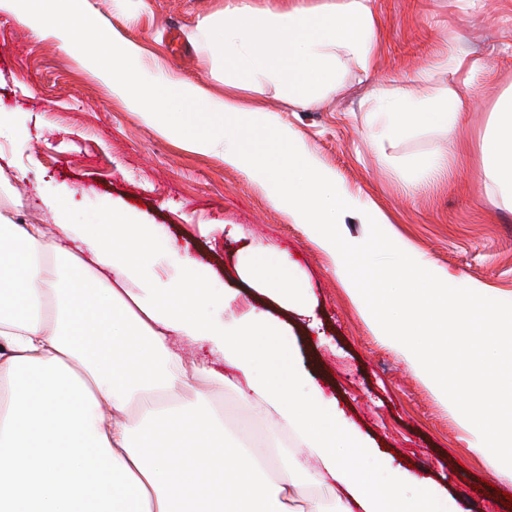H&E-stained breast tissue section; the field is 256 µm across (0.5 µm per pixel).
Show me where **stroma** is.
Wrapping results in <instances>:
<instances>
[{
  "label": "stroma",
  "mask_w": 512,
  "mask_h": 512,
  "mask_svg": "<svg viewBox=\"0 0 512 512\" xmlns=\"http://www.w3.org/2000/svg\"><path fill=\"white\" fill-rule=\"evenodd\" d=\"M89 2L105 28L137 40L169 71L223 94L221 57L195 27L225 0ZM374 9L381 41L370 72L347 62L341 90L316 108L292 109L272 84L249 97L297 132L350 192L386 213L421 263L447 271L458 284L511 298L512 200L485 175L480 147L495 103L512 88V0H488L481 10L468 0H374ZM450 50L485 57L489 73L477 82L460 133L465 151L449 158V175L413 187L406 181L411 166L445 147L448 136L411 126L373 144L374 94L383 85L403 86L419 97L447 88V71L434 63ZM0 116L7 121L0 153L18 163L7 173L10 187L0 192V208L19 221L45 225L51 235L56 219L44 205L48 199L62 201L72 224H104L113 210L123 209L133 222L157 225L179 255L203 264L214 287L238 284L243 300L288 321L306 368L374 446L404 459L412 473L428 474L458 512H512L502 502L512 484L495 478L430 386L381 344L329 255L242 172L225 165L222 154L193 152L160 135L73 53L4 14ZM227 224L240 227L242 241L225 239ZM252 241L287 253L293 283L309 292L317 329L239 283L237 252Z\"/></svg>",
  "instance_id": "35a3bbf8"
}]
</instances>
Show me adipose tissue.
<instances>
[{"instance_id": "ef3b65f1", "label": "adipose tissue", "mask_w": 512, "mask_h": 512, "mask_svg": "<svg viewBox=\"0 0 512 512\" xmlns=\"http://www.w3.org/2000/svg\"><path fill=\"white\" fill-rule=\"evenodd\" d=\"M45 3L0 0V14L67 50L96 24L83 5L44 23ZM198 29L223 56V95L148 63L118 31L75 58L158 133L222 153L302 225L383 344L450 401L469 448L512 483V301L474 284L449 288L447 272L419 265L397 240L386 263L373 262L371 238L336 227L357 211L368 224L388 216L351 195L295 132L242 96L272 82L286 103L306 108L339 90L343 59L370 71L380 41L373 0L321 11L290 0L273 9L226 0ZM376 100L375 142L410 123L448 133L415 181L447 169L469 109L456 85L423 98L382 88ZM495 116L482 163L512 195V90ZM172 256L155 225L128 222L122 210L111 228L62 224L51 237L0 211V512H456L429 477L395 466L353 433L286 343L287 323L239 311L238 290L209 288L193 259L162 280L156 267ZM288 267L287 254L254 244L242 250L238 273L280 307L309 315L306 289L271 285ZM378 275L395 284L383 305L370 286ZM181 338L209 345L234 378L187 362ZM202 377L233 383L253 419L274 437L290 434L291 444L274 440L264 452L227 433L223 414L196 387Z\"/></svg>"}]
</instances>
